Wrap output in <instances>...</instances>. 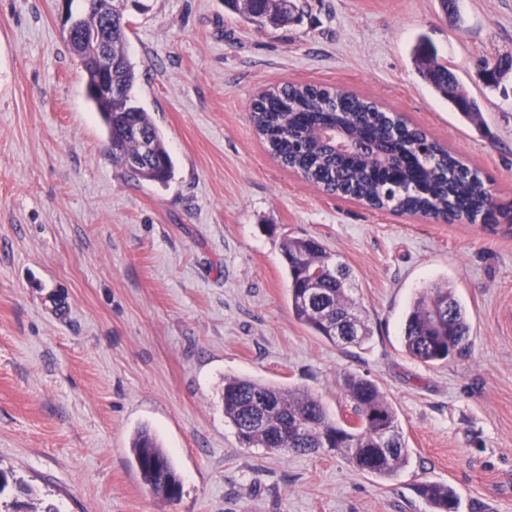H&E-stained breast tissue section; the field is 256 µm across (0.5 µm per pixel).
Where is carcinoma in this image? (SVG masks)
I'll return each instance as SVG.
<instances>
[{
	"mask_svg": "<svg viewBox=\"0 0 512 512\" xmlns=\"http://www.w3.org/2000/svg\"><path fill=\"white\" fill-rule=\"evenodd\" d=\"M79 30L66 35L70 52L81 61L87 92L104 124L112 162L131 180L166 184L174 164L149 113L135 105L138 75L126 50V16L112 21L113 57L119 63L112 82L124 98L118 105L95 94L96 74L90 43L81 32L102 25L94 0H82ZM251 21L273 27L292 22V0H224ZM413 62L421 77L464 119L479 115L477 101L459 90V81L438 61L426 38L417 39ZM251 119L267 151L330 195L359 201L373 209L420 215L447 222L479 223L485 229L512 223V202L498 199L478 170L425 132L353 92L287 83L266 90L251 102ZM288 267V305L313 335L337 346L365 345L372 336L368 320L352 296L350 272L329 263L319 241L288 238L282 244ZM466 306L448 281L435 283L411 304L404 322L402 348L411 359L431 366L469 346ZM342 390L352 404L353 420L328 418L319 399L298 388H281L248 377L224 378V418L241 445L308 454L326 448L353 469L392 480L407 465L409 448L392 402L371 379L345 375ZM131 452L143 483L168 501L182 482L157 436L136 432ZM417 493L432 512L456 507L445 483L423 481Z\"/></svg>",
	"mask_w": 512,
	"mask_h": 512,
	"instance_id": "cac0c4a2",
	"label": "carcinoma"
}]
</instances>
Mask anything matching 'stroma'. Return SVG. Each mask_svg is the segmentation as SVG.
Listing matches in <instances>:
<instances>
[{
	"label": "stroma",
	"mask_w": 512,
	"mask_h": 512,
	"mask_svg": "<svg viewBox=\"0 0 512 512\" xmlns=\"http://www.w3.org/2000/svg\"><path fill=\"white\" fill-rule=\"evenodd\" d=\"M127 50L138 106L174 162L127 182L64 41L57 0H0V512H512V232L443 224L325 194L258 138L250 102L284 83L365 96L445 144L512 199V0H296L258 28L224 0H144ZM427 35L481 106L470 122L417 73ZM314 238L354 278L373 330L361 347L313 336L288 308L285 239ZM452 282L472 343L434 366L402 351L425 287ZM395 406L408 466L383 481L324 450L241 447L224 380L300 388L352 415L340 380ZM154 432L182 481L154 495L130 452ZM417 493L431 506L432 512H451L456 508V497L448 484L423 481L416 486Z\"/></svg>",
	"instance_id": "1"
}]
</instances>
